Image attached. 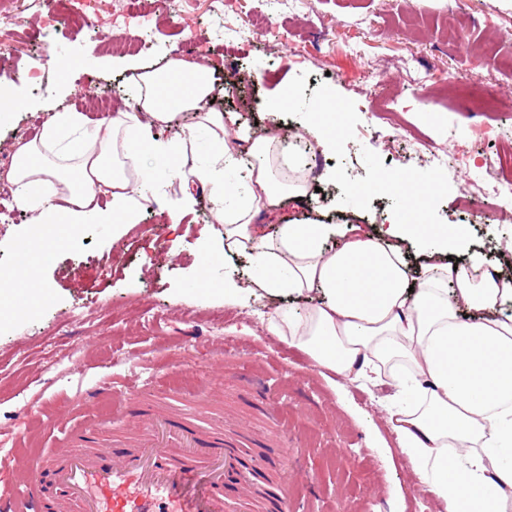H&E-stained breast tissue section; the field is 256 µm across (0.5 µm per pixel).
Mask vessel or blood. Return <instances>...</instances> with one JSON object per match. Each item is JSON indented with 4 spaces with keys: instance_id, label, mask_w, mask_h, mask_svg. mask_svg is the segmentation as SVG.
<instances>
[{
    "instance_id": "vessel-or-blood-1",
    "label": "vessel or blood",
    "mask_w": 512,
    "mask_h": 512,
    "mask_svg": "<svg viewBox=\"0 0 512 512\" xmlns=\"http://www.w3.org/2000/svg\"><path fill=\"white\" fill-rule=\"evenodd\" d=\"M138 426L118 460L83 423L55 458L1 456L0 471L20 475L24 491L0 497V512H295L291 474L262 470L248 431L202 432L161 413ZM228 480L241 496L225 498Z\"/></svg>"
}]
</instances>
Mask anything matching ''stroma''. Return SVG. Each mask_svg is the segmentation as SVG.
Masks as SVG:
<instances>
[{"mask_svg":"<svg viewBox=\"0 0 512 512\" xmlns=\"http://www.w3.org/2000/svg\"><path fill=\"white\" fill-rule=\"evenodd\" d=\"M104 8L103 0H64L49 29L40 21L44 0H0V31L19 34L15 50L0 55V75H10L7 93L19 105L0 123V153L55 113L80 111L92 91H107L113 112L124 111L129 73L113 58L133 54L145 66L206 59L215 69L210 111L239 112L283 134L299 130L324 101L340 114L335 144L303 157L315 192L277 199L274 213L289 220L321 213L340 233L356 220L377 235L402 201L364 187L376 175L406 172L436 187L428 223L467 225L461 260L475 256L486 270L512 274V254L500 247L512 226L463 197L466 185L488 179L486 157L512 154V0H235L222 15L213 0H173L148 20L102 19L92 30L76 24ZM48 52L68 69L47 68L46 89L29 87L27 64ZM284 81L292 103L274 121L264 104ZM464 83L494 91L498 108L469 107ZM480 124L494 125L497 137L472 141L470 129ZM417 139L467 151L477 164L430 168L411 151ZM181 196L178 180L164 181L120 241L111 225L89 224L38 268L45 303L0 328V455L48 408L80 398L102 442L122 455L134 428L106 398H94L105 380L116 392L135 385L134 414L161 407L201 429L233 423L252 412L238 377L258 372L298 451L303 512H445L421 489L386 421L393 387L343 383L269 335L264 324L287 298L261 294L243 307L225 305V276L247 279L250 258L223 249L202 264L201 241L220 229L215 199L200 190L185 221L166 224L162 210ZM30 223L16 199L0 200V270L14 267Z\"/></svg>","mask_w":512,"mask_h":512,"instance_id":"obj_1","label":"stroma"}]
</instances>
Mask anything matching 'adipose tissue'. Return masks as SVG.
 <instances>
[{
  "mask_svg": "<svg viewBox=\"0 0 512 512\" xmlns=\"http://www.w3.org/2000/svg\"><path fill=\"white\" fill-rule=\"evenodd\" d=\"M126 66L139 83L125 112L92 126L80 113H55L39 140L16 150L10 178L33 215L19 242L30 264L0 282V314H14L18 288L27 311L46 299L34 279L45 229L67 242L87 224L121 233L139 222L149 201L143 185L159 168L185 187L168 206L167 223H182L189 214L192 185L210 186L222 202L215 219L224 226V240L205 243L202 259L225 244L242 247L252 261L246 284L225 280V303L243 305L258 292L304 299L305 307L277 309L267 332L348 382L404 375L421 400L407 407L393 401L386 415L421 486L444 500L448 512H512V466L497 464L491 454L512 445V277L484 271L475 261L448 262L449 252L464 243L465 229L426 223L421 206L432 184L415 186L404 173L377 177L372 189L401 191L400 215L379 238L350 225L332 251L326 247L332 225L304 219L267 227L260 217L275 198L308 193L306 184L277 181L276 134H249L245 171L227 179L239 163L229 137L244 118L208 110L212 67L178 59L154 69L139 68L133 59ZM188 113L215 142L203 167L189 163L187 139L176 132ZM100 195L107 199L102 207L94 203ZM411 241L427 259L416 283L404 253ZM314 293L320 296L315 303L309 300ZM464 308L474 319L461 318ZM490 485L495 494L487 493Z\"/></svg>",
  "mask_w": 512,
  "mask_h": 512,
  "instance_id": "ef3b65f1",
  "label": "adipose tissue"
}]
</instances>
